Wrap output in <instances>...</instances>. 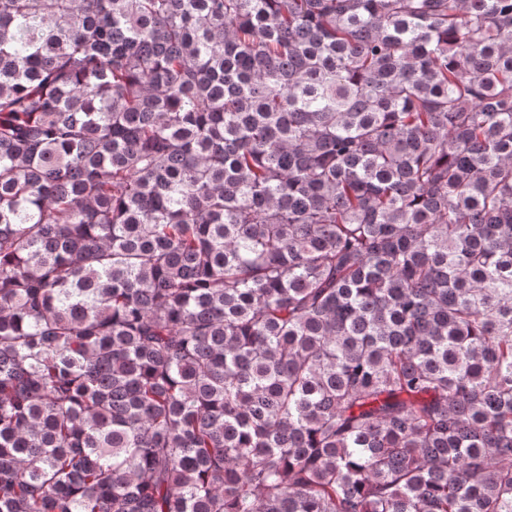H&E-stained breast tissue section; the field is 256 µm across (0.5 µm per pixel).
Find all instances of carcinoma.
<instances>
[{
  "instance_id": "carcinoma-1",
  "label": "carcinoma",
  "mask_w": 512,
  "mask_h": 512,
  "mask_svg": "<svg viewBox=\"0 0 512 512\" xmlns=\"http://www.w3.org/2000/svg\"><path fill=\"white\" fill-rule=\"evenodd\" d=\"M0 512H512V0H0Z\"/></svg>"
}]
</instances>
